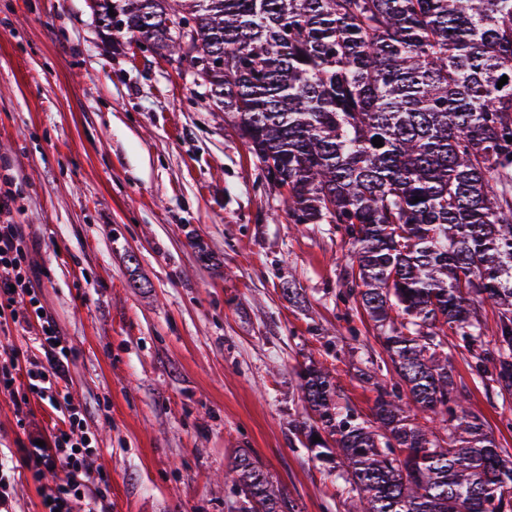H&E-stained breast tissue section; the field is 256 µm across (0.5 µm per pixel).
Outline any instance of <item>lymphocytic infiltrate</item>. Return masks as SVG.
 Listing matches in <instances>:
<instances>
[{
    "label": "lymphocytic infiltrate",
    "mask_w": 512,
    "mask_h": 512,
    "mask_svg": "<svg viewBox=\"0 0 512 512\" xmlns=\"http://www.w3.org/2000/svg\"><path fill=\"white\" fill-rule=\"evenodd\" d=\"M27 251L20 225L0 223V317L9 316L12 324L22 329L36 328L35 342L41 353L40 360L27 369L25 383H17L13 374L1 371L0 391L13 396L16 407L36 399L63 414L51 446L34 444L22 451L29 470L58 467L64 473L60 482L42 488L43 512H73L78 492L90 485L95 493L87 501L86 512H105L110 478L95 465L97 448L84 410L72 402L68 392L70 349L62 341L55 318L44 312L31 283Z\"/></svg>",
    "instance_id": "lymphocytic-infiltrate-1"
}]
</instances>
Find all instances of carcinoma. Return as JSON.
<instances>
[{"label": "carcinoma", "instance_id": "carcinoma-1", "mask_svg": "<svg viewBox=\"0 0 512 512\" xmlns=\"http://www.w3.org/2000/svg\"><path fill=\"white\" fill-rule=\"evenodd\" d=\"M95 20L209 85L274 162L291 223L346 225L349 296L396 381L362 420L311 362L298 428L344 469L356 512H512V454L445 351L452 331L512 395V0H101ZM480 302L497 313L489 348ZM224 481L244 512H301L245 455Z\"/></svg>", "mask_w": 512, "mask_h": 512}]
</instances>
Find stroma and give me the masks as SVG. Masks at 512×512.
Returning a JSON list of instances; mask_svg holds the SVG:
<instances>
[{
    "instance_id": "stroma-1",
    "label": "stroma",
    "mask_w": 512,
    "mask_h": 512,
    "mask_svg": "<svg viewBox=\"0 0 512 512\" xmlns=\"http://www.w3.org/2000/svg\"><path fill=\"white\" fill-rule=\"evenodd\" d=\"M91 0H0V195L29 242L35 286L71 348L69 391L86 410L112 512H240L224 480L259 462L301 512H352L330 464L294 434L298 373L328 367L361 418L385 357L346 296L349 246L332 224H293L189 67L132 54L98 28ZM296 295H288V288ZM448 360L466 405L512 453V397L459 336ZM59 415L0 393V454L19 458ZM23 472L13 512H41Z\"/></svg>"
}]
</instances>
